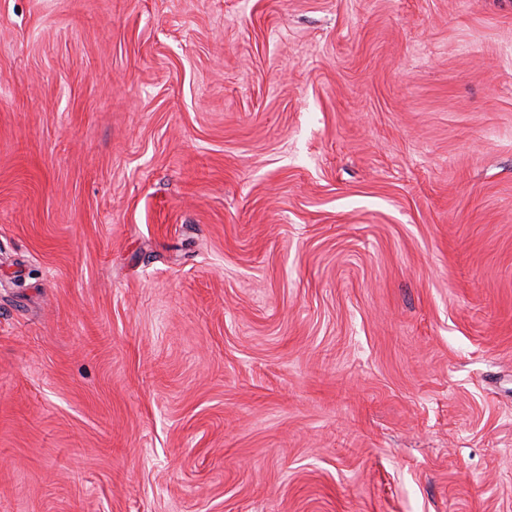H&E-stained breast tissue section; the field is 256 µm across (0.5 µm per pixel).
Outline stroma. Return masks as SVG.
Wrapping results in <instances>:
<instances>
[{
  "label": "stroma",
  "mask_w": 512,
  "mask_h": 512,
  "mask_svg": "<svg viewBox=\"0 0 512 512\" xmlns=\"http://www.w3.org/2000/svg\"><path fill=\"white\" fill-rule=\"evenodd\" d=\"M0 512H512V0H0Z\"/></svg>",
  "instance_id": "1"
}]
</instances>
